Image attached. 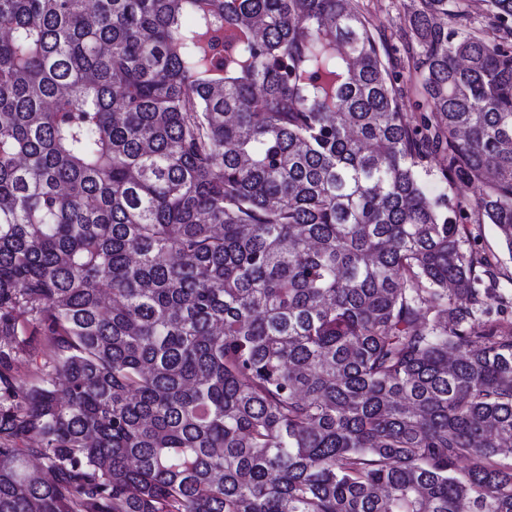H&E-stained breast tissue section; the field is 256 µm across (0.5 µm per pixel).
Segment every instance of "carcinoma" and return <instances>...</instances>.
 Listing matches in <instances>:
<instances>
[{
	"label": "carcinoma",
	"instance_id": "cac0c4a2",
	"mask_svg": "<svg viewBox=\"0 0 512 512\" xmlns=\"http://www.w3.org/2000/svg\"><path fill=\"white\" fill-rule=\"evenodd\" d=\"M483 2L414 119L350 0H0V512H512ZM429 168H431V172L429 176L424 177L423 188L431 199H437L442 193H451L452 191L459 195H469V191L465 188H457L451 190L443 176L440 173L439 166L436 165V162L432 161L429 163ZM469 228L480 235V241L488 253L499 259L496 271V291L512 296V259L500 244L494 224H471Z\"/></svg>",
	"mask_w": 512,
	"mask_h": 512
}]
</instances>
